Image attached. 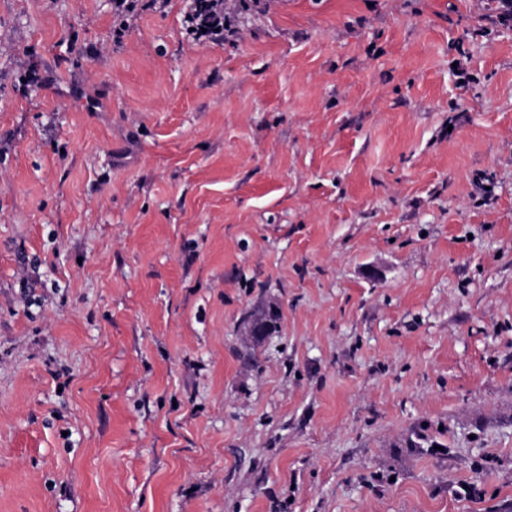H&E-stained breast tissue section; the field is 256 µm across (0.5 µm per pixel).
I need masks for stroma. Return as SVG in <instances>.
<instances>
[{
  "label": "stroma",
  "instance_id": "1",
  "mask_svg": "<svg viewBox=\"0 0 512 512\" xmlns=\"http://www.w3.org/2000/svg\"><path fill=\"white\" fill-rule=\"evenodd\" d=\"M191 4L0 0V512H512V20ZM208 4L200 11H194L187 16V33L194 36V39L212 36L224 32V0H208ZM200 27L206 29L202 32Z\"/></svg>",
  "mask_w": 512,
  "mask_h": 512
}]
</instances>
